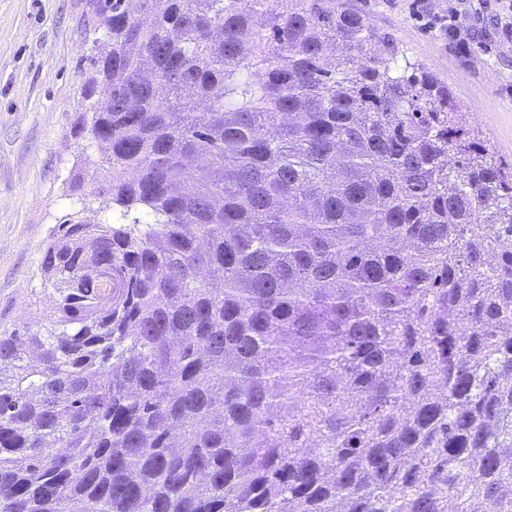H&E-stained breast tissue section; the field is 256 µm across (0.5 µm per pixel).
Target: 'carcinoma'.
<instances>
[{"label": "carcinoma", "mask_w": 512, "mask_h": 512, "mask_svg": "<svg viewBox=\"0 0 512 512\" xmlns=\"http://www.w3.org/2000/svg\"><path fill=\"white\" fill-rule=\"evenodd\" d=\"M101 224L0 336V512H512V168L336 0H90Z\"/></svg>", "instance_id": "carcinoma-1"}]
</instances>
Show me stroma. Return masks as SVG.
<instances>
[{"mask_svg":"<svg viewBox=\"0 0 512 512\" xmlns=\"http://www.w3.org/2000/svg\"><path fill=\"white\" fill-rule=\"evenodd\" d=\"M407 57L448 84L460 109L504 163H512V41L499 17L512 0H343ZM89 0H0V335L41 322L49 293L41 261L66 215L96 224L94 199L72 191L76 172L94 173L103 144L74 135L83 112L91 44ZM467 44L448 34L449 8Z\"/></svg>","mask_w":512,"mask_h":512,"instance_id":"obj_1","label":"stroma"}]
</instances>
